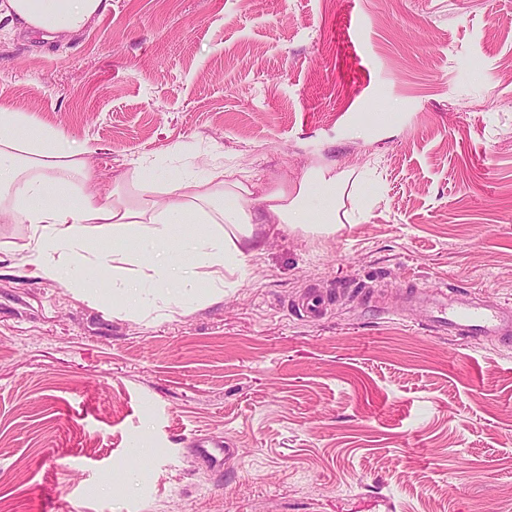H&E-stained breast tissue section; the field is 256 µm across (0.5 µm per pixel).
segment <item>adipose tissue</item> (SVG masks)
Returning <instances> with one entry per match:
<instances>
[{"instance_id":"adipose-tissue-1","label":"adipose tissue","mask_w":512,"mask_h":512,"mask_svg":"<svg viewBox=\"0 0 512 512\" xmlns=\"http://www.w3.org/2000/svg\"><path fill=\"white\" fill-rule=\"evenodd\" d=\"M111 10L112 0H0V22L66 44ZM96 179L85 149L67 147L61 131L0 110V220L27 228L15 254L52 282L90 267L112 272L130 311L158 287L179 308L222 297L226 276L242 272L268 230L335 235L353 219L346 202L359 181L325 166L266 187L217 161L206 175L177 169L161 182L142 160L108 190H94Z\"/></svg>"}]
</instances>
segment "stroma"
<instances>
[{"label":"stroma","instance_id":"stroma-1","mask_svg":"<svg viewBox=\"0 0 512 512\" xmlns=\"http://www.w3.org/2000/svg\"><path fill=\"white\" fill-rule=\"evenodd\" d=\"M0 107L88 148L103 188L220 153L378 194L166 319L0 252V512H512V347L396 312L411 286L512 306V0H112L66 46L1 31ZM328 306V300L317 291L305 293L297 304V309L301 314L308 317H319L325 313Z\"/></svg>","mask_w":512,"mask_h":512}]
</instances>
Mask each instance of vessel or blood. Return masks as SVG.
<instances>
[{"mask_svg": "<svg viewBox=\"0 0 512 512\" xmlns=\"http://www.w3.org/2000/svg\"><path fill=\"white\" fill-rule=\"evenodd\" d=\"M409 301L421 308L431 327L451 336L492 337L512 345V306L488 305L474 294H450L440 289L419 299L417 289H410ZM328 301L319 292L310 291L300 299L297 309L301 314L318 317L325 313Z\"/></svg>", "mask_w": 512, "mask_h": 512, "instance_id": "vessel-or-blood-1", "label": "vessel or blood"}]
</instances>
